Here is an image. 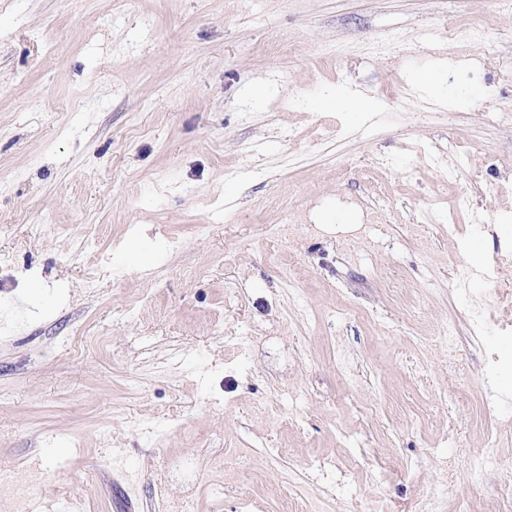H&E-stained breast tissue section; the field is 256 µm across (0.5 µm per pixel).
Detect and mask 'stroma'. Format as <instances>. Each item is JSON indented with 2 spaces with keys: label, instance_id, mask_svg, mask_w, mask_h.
I'll return each instance as SVG.
<instances>
[{
  "label": "stroma",
  "instance_id": "stroma-1",
  "mask_svg": "<svg viewBox=\"0 0 512 512\" xmlns=\"http://www.w3.org/2000/svg\"><path fill=\"white\" fill-rule=\"evenodd\" d=\"M489 46L512 0H0V512H501L512 76L410 82Z\"/></svg>",
  "mask_w": 512,
  "mask_h": 512
}]
</instances>
